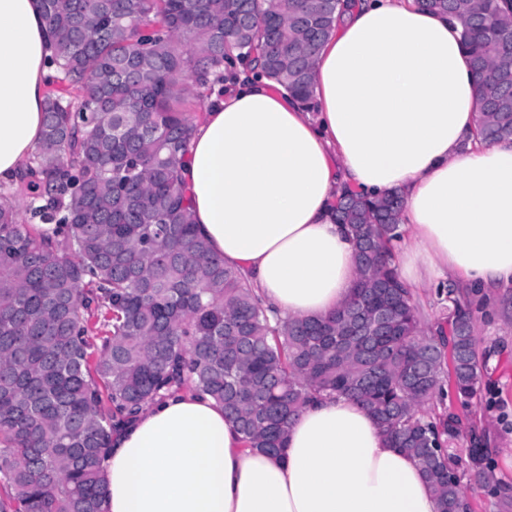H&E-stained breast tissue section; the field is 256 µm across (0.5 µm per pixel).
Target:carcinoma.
I'll return each mask as SVG.
<instances>
[{
	"instance_id": "cac0c4a2",
	"label": "carcinoma",
	"mask_w": 512,
	"mask_h": 512,
	"mask_svg": "<svg viewBox=\"0 0 512 512\" xmlns=\"http://www.w3.org/2000/svg\"><path fill=\"white\" fill-rule=\"evenodd\" d=\"M457 20L480 77L477 136L512 141V13L499 0H420ZM336 0H41L52 36L42 143L0 192V512H103L112 432L173 386L224 405L247 446L277 455L313 396L355 399L414 458L440 512H472L448 479L460 420L427 406L448 377L477 396L479 305L446 289L427 333L389 262L403 200L346 197L357 282L326 319L274 323L195 230L180 110L251 55L316 107L314 55ZM32 200L22 223L18 199ZM107 331L90 343L89 317ZM471 470L489 479L481 440Z\"/></svg>"
}]
</instances>
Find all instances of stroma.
Segmentation results:
<instances>
[{
	"mask_svg": "<svg viewBox=\"0 0 512 512\" xmlns=\"http://www.w3.org/2000/svg\"><path fill=\"white\" fill-rule=\"evenodd\" d=\"M475 336L483 362L480 393L465 407L447 389L429 409L436 413L450 410L462 420L455 447L458 468L465 473L462 484L470 489L473 512H503L498 499L485 489L473 488L467 475V450L472 435H481L496 484L512 489V286L500 289L493 303L476 311Z\"/></svg>",
	"mask_w": 512,
	"mask_h": 512,
	"instance_id": "1",
	"label": "stroma"
}]
</instances>
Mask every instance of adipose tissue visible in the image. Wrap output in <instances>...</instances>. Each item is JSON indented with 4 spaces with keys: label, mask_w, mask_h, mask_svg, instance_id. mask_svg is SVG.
Returning a JSON list of instances; mask_svg holds the SVG:
<instances>
[{
    "label": "adipose tissue",
    "mask_w": 512,
    "mask_h": 512,
    "mask_svg": "<svg viewBox=\"0 0 512 512\" xmlns=\"http://www.w3.org/2000/svg\"><path fill=\"white\" fill-rule=\"evenodd\" d=\"M40 0H0V184L42 140L53 73ZM318 106L268 79L215 87L184 177L200 235L281 318L349 299L355 245L342 192L398 193L408 288L453 285L494 300L512 285V142L475 135L477 82L457 21L418 0H346L315 55ZM106 512H439L418 463L347 397L309 402L278 456L246 447L224 407L172 392L112 435Z\"/></svg>",
    "instance_id": "adipose-tissue-1"
}]
</instances>
